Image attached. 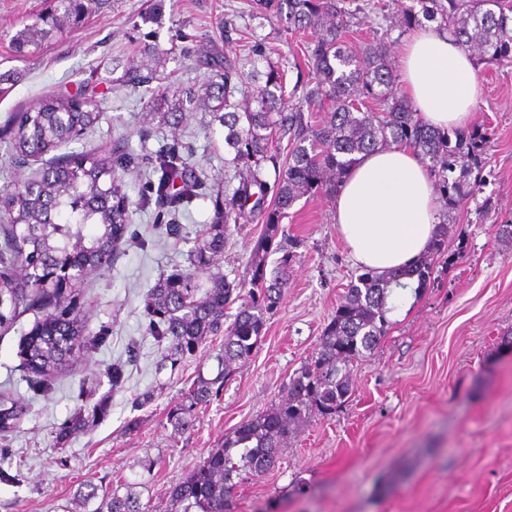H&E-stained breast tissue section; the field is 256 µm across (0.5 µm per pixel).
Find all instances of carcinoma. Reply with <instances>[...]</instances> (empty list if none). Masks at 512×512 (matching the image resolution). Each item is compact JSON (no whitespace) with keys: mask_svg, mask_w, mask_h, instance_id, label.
Instances as JSON below:
<instances>
[{"mask_svg":"<svg viewBox=\"0 0 512 512\" xmlns=\"http://www.w3.org/2000/svg\"><path fill=\"white\" fill-rule=\"evenodd\" d=\"M97 4L52 0L49 10L13 35V52L27 56L64 26L82 23ZM249 14L276 24L281 33L310 34L303 46L309 82L287 89L290 62L281 55L272 58L275 50L267 37L239 25L235 9L224 13V42L240 45L244 57L213 58V66L224 72L198 90L171 92L157 69L127 68L122 75L133 89L156 84L145 110L164 126L175 130L186 113L204 108L209 126L224 132V164L232 171L227 183L234 184L230 191L213 188L214 219L196 239L191 268L158 280L145 299L149 334L168 342L165 361L173 367L208 337L224 333L219 373L192 383L169 416L173 430L184 429L191 411L210 403L264 337L267 315L282 300L291 260L278 240L281 222L297 200L334 198L357 155L395 145L413 149L424 161L444 213L429 251L415 264L386 275L367 270L350 281L319 348L294 374L286 398L236 427L174 486L170 512H227L231 490L248 476L268 471L297 424L313 415H332L345 403L349 365L370 353L391 326L393 287L406 289L414 280L417 295L430 285L434 257L446 247L449 217L485 183V130L433 129L423 123L397 88L388 21L398 18L405 30L434 22L476 60L512 63V0H251ZM365 24L372 37L357 46L355 34ZM243 60L251 65L247 85ZM323 111L325 121L314 123L312 113ZM99 117L96 101L84 93H47L24 111L10 113L0 126V144L10 157L41 161L51 155L33 178L0 189V331L10 330L27 312L37 315L23 346L38 392L51 390L55 379L98 343L85 334L80 303L69 287L87 272L109 267L129 221L124 158L112 147L55 154L80 141ZM154 172L159 177L149 189L156 203L174 212L198 196L205 182L174 145L156 154ZM473 172L476 178L467 181ZM241 222L264 225L251 250L249 279L202 278L224 254L229 225ZM276 253L281 257L270 270L269 258ZM226 317L231 318L227 325ZM28 411L26 403L1 391L0 436L16 430ZM106 413L103 401L81 407L60 436ZM74 499L84 509L98 501L90 512H149L127 483L102 497L87 483Z\"/></svg>","mask_w":512,"mask_h":512,"instance_id":"obj_1","label":"carcinoma"}]
</instances>
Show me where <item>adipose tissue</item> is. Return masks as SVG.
Segmentation results:
<instances>
[{
	"label": "adipose tissue",
	"instance_id": "ef3b65f1",
	"mask_svg": "<svg viewBox=\"0 0 512 512\" xmlns=\"http://www.w3.org/2000/svg\"><path fill=\"white\" fill-rule=\"evenodd\" d=\"M400 87L426 123L466 126L480 94L473 57L427 25L400 46ZM333 219L354 261L376 272L411 265L438 222L434 182L420 157L390 147L361 157L333 201Z\"/></svg>",
	"mask_w": 512,
	"mask_h": 512
}]
</instances>
